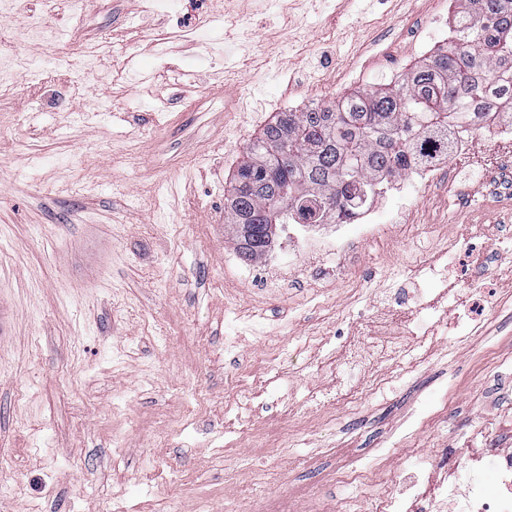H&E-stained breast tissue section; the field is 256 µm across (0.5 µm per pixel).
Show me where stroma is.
<instances>
[{"instance_id": "35a3bbf8", "label": "stroma", "mask_w": 512, "mask_h": 512, "mask_svg": "<svg viewBox=\"0 0 512 512\" xmlns=\"http://www.w3.org/2000/svg\"><path fill=\"white\" fill-rule=\"evenodd\" d=\"M59 42L0 44L38 75L0 96V501L14 512H373L422 484L512 453V251L454 266L441 308L487 288L486 331L414 323L417 371L382 361L381 393L309 416L313 393L365 382L346 347L409 264L464 224L512 225V169L404 201L362 243L325 305L266 303L225 224L224 196L276 113L396 81L445 46L450 0H29ZM248 30L241 38L240 30ZM326 335L328 345L304 346ZM237 339L235 354L225 337ZM268 372L236 404L226 374ZM190 431H181L183 422ZM449 449L441 459L439 449Z\"/></svg>"}]
</instances>
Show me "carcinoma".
Instances as JSON below:
<instances>
[{"label": "carcinoma", "mask_w": 512, "mask_h": 512, "mask_svg": "<svg viewBox=\"0 0 512 512\" xmlns=\"http://www.w3.org/2000/svg\"><path fill=\"white\" fill-rule=\"evenodd\" d=\"M448 46L394 84H373L330 105L280 112L246 150L224 197L239 251L257 260L276 231L345 224L384 181L449 151L462 120L512 110V0H453Z\"/></svg>", "instance_id": "obj_1"}]
</instances>
